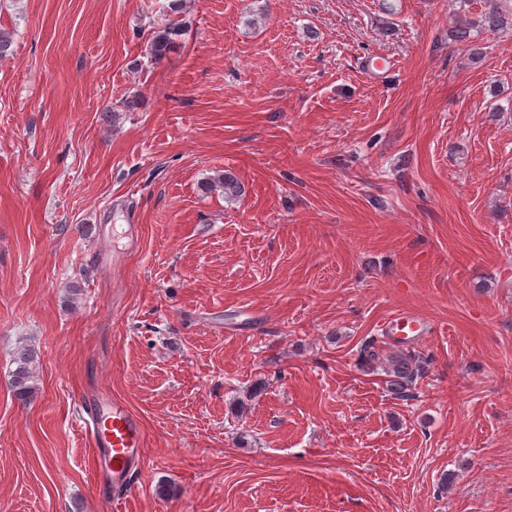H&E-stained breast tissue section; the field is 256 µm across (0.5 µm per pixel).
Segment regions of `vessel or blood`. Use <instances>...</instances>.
I'll return each instance as SVG.
<instances>
[{
	"instance_id": "1",
	"label": "vessel or blood",
	"mask_w": 512,
	"mask_h": 512,
	"mask_svg": "<svg viewBox=\"0 0 512 512\" xmlns=\"http://www.w3.org/2000/svg\"><path fill=\"white\" fill-rule=\"evenodd\" d=\"M385 329L393 336H408L417 332L418 322L412 314L401 311L387 321ZM83 409L93 468L109 469L113 486L123 485L131 469L144 459L145 436L140 419L117 399L108 414L90 402L84 403Z\"/></svg>"
}]
</instances>
